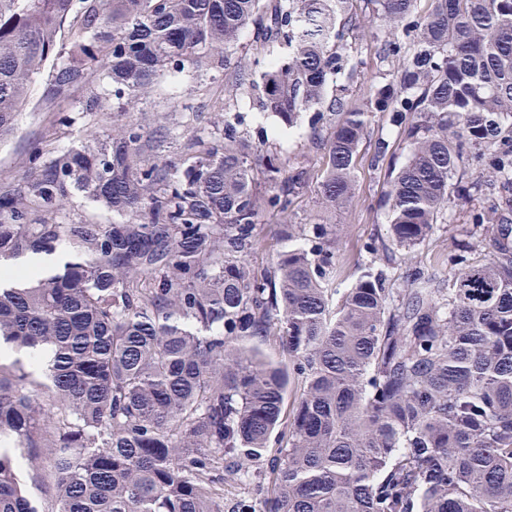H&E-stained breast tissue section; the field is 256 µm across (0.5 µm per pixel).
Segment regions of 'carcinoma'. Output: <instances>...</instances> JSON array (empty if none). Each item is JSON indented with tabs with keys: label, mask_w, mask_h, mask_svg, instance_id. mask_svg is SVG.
I'll return each mask as SVG.
<instances>
[{
	"label": "carcinoma",
	"mask_w": 512,
	"mask_h": 512,
	"mask_svg": "<svg viewBox=\"0 0 512 512\" xmlns=\"http://www.w3.org/2000/svg\"><path fill=\"white\" fill-rule=\"evenodd\" d=\"M353 2L0 0V137L52 61L46 102L97 74L104 93L82 111L112 103L105 138L36 145L0 182V267L66 252L46 278L0 271L14 352L0 356V437L23 449L0 453V512H43L22 459L51 512H512V0ZM377 21L392 69L351 105L328 87L364 79L352 37ZM216 64L212 131L176 157L149 151L168 116L126 114L160 80ZM378 112L409 146L382 198L393 244L424 243L451 207L473 241L454 245L448 278L415 267L397 288L371 239L339 294L336 225L291 223L308 169L243 127L308 122L334 209L355 197ZM393 156L375 140L372 166ZM75 191L116 220L46 218ZM267 224L279 249L256 269ZM265 458L259 500L233 493Z\"/></svg>",
	"instance_id": "cac0c4a2"
}]
</instances>
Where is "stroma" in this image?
<instances>
[{
  "label": "stroma",
  "mask_w": 512,
  "mask_h": 512,
  "mask_svg": "<svg viewBox=\"0 0 512 512\" xmlns=\"http://www.w3.org/2000/svg\"><path fill=\"white\" fill-rule=\"evenodd\" d=\"M378 32V27H371L358 46L365 62V79L348 86L347 94L351 100L366 98L370 80L390 67L389 62L381 60L377 54ZM49 79V73L45 72L36 80L29 104L16 116L14 132L0 139V180L16 175L27 164L32 146L42 140H49L54 149L64 150L82 137L85 130L106 134L112 128L111 115L81 109L89 96L100 93L101 84L97 81L68 92L64 106L70 110L72 122L67 126L60 125V112L48 110L43 104ZM224 81L225 73L220 67L196 73L185 82L167 78L143 101V110L162 111L169 115L172 134L164 143L168 153L182 151L192 133L209 132L208 120L224 100ZM380 137L393 142L398 163H405L408 150L398 136L395 123L389 113H377L368 139L363 140L359 148L353 201L328 211L320 206L317 192L311 187L294 206L293 223L337 225L340 232L337 248L340 271L335 286L339 289L349 287L369 263L365 243L372 238L385 239L389 236V216L379 205L386 189V171L369 165L371 142ZM467 232V225L458 219L437 225L431 241L423 247L413 250L392 247L390 270L396 282H404L409 268L415 265L423 267L426 272L447 277L448 255L455 242L466 239Z\"/></svg>",
  "instance_id": "obj_1"
}]
</instances>
